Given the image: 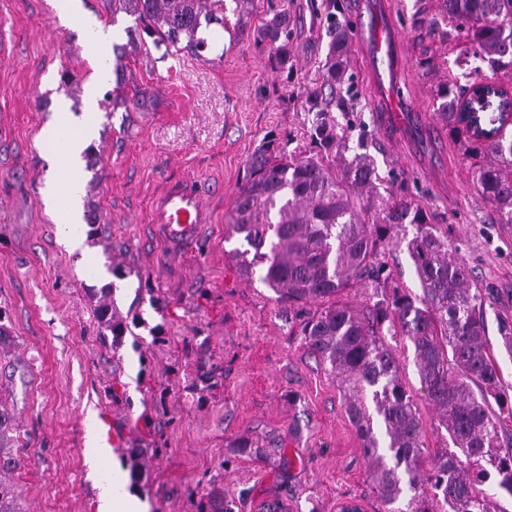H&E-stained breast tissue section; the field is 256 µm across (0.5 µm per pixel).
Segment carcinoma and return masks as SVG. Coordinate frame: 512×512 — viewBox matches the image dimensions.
<instances>
[{
    "instance_id": "cac0c4a2",
    "label": "carcinoma",
    "mask_w": 512,
    "mask_h": 512,
    "mask_svg": "<svg viewBox=\"0 0 512 512\" xmlns=\"http://www.w3.org/2000/svg\"><path fill=\"white\" fill-rule=\"evenodd\" d=\"M225 0H112L143 25L165 50L198 57L213 42L203 35L224 27ZM434 15L416 12L413 23L460 49L512 72V0H437ZM328 38L319 76L307 82L305 103L314 113L312 139L320 151L296 156L288 143L271 139L249 162V181L233 201L229 235L247 248L230 252L240 274L258 278L284 305L297 310L305 351L341 376L348 389L346 412L362 440V454L384 512L411 492L406 512H497L495 495L483 488L490 472L512 496V385L500 374L488 337L490 296L472 287L467 265L448 249L432 214L406 196H395L374 157L343 156L346 142L330 116L343 107L352 29L326 0L321 17ZM288 8L273 11L257 29L256 42L283 71L292 56ZM472 73L440 81L433 105L448 139L471 160L470 173L499 224H512V126L505 103L488 97L467 114L461 101ZM405 246L421 294L406 291L386 273L385 246ZM349 288L366 294L358 312L338 297ZM97 316L113 336L123 323L108 296ZM411 343L425 399L455 447L438 450L425 464V431L415 397L406 389L396 351L385 338ZM16 431L12 411L0 400V512H20L18 487L6 475L21 459L5 441ZM199 512H233L224 491L205 495Z\"/></svg>"
}]
</instances>
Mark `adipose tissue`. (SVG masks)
I'll list each match as a JSON object with an SVG mask.
<instances>
[{"label":"adipose tissue","mask_w":512,"mask_h":512,"mask_svg":"<svg viewBox=\"0 0 512 512\" xmlns=\"http://www.w3.org/2000/svg\"><path fill=\"white\" fill-rule=\"evenodd\" d=\"M96 129L95 113H86L81 125L72 127L71 135L63 143L55 157L56 163L62 164L68 173L66 183L52 181L49 185L47 204L57 216L62 234L74 247L82 245L81 200L82 185L78 177L79 154L86 140Z\"/></svg>","instance_id":"ef3b65f1"}]
</instances>
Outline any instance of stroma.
Returning <instances> with one entry per match:
<instances>
[{
    "label": "stroma",
    "mask_w": 512,
    "mask_h": 512,
    "mask_svg": "<svg viewBox=\"0 0 512 512\" xmlns=\"http://www.w3.org/2000/svg\"><path fill=\"white\" fill-rule=\"evenodd\" d=\"M294 19L293 73L271 67L254 35L280 4ZM80 14L112 33L107 79L90 96L94 68L86 28L63 22L55 0H0V307L11 339L0 359V397L20 429L11 478L20 512H96L101 482H114L147 512H197L201 495L223 489L234 512H259L281 500L286 512H338L353 501L383 512L362 443L346 413L340 379L305 352L273 292L243 277L230 253L227 220L248 178L249 160L267 139L289 151L313 150L303 84L327 52L311 0H252L242 34L212 36L223 54L199 58L155 47L134 17L106 0H76ZM416 0H393L404 38L405 68L395 91L421 107L422 128L380 124L368 91L362 49L348 71L353 109L336 113L350 152L366 146L395 193L427 206L453 254L489 292L488 334L512 322V224L497 223L480 198L469 163L433 107L455 60L447 44L419 39ZM429 50L440 66L415 65ZM140 92L138 106L113 103L117 85ZM74 118L98 112L81 156L85 253L69 251L42 192L55 176L41 137L59 101ZM198 180L210 213L195 243L167 244L150 216L167 182ZM113 288L123 336L101 334L95 305ZM405 386L416 394L424 446L448 442L434 408L421 397L410 343L397 346ZM108 411L126 445L90 464L92 429ZM247 438L264 453L232 458ZM285 440L286 452L269 447ZM162 446L141 481H132V448Z\"/></svg>",
    "instance_id": "1"
}]
</instances>
